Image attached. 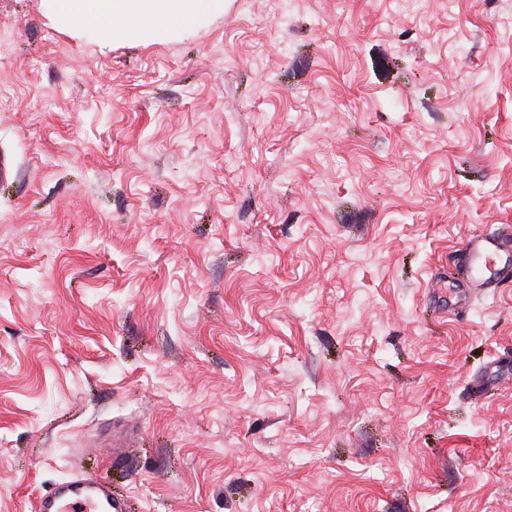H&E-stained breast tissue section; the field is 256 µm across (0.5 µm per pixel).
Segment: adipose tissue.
I'll return each instance as SVG.
<instances>
[{
    "mask_svg": "<svg viewBox=\"0 0 512 512\" xmlns=\"http://www.w3.org/2000/svg\"><path fill=\"white\" fill-rule=\"evenodd\" d=\"M58 26L100 47L151 44L191 36L224 13V0H41Z\"/></svg>",
    "mask_w": 512,
    "mask_h": 512,
    "instance_id": "obj_1",
    "label": "adipose tissue"
}]
</instances>
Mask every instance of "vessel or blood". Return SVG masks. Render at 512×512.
I'll list each match as a JSON object with an SVG mask.
<instances>
[{
    "label": "vessel or blood",
    "mask_w": 512,
    "mask_h": 512,
    "mask_svg": "<svg viewBox=\"0 0 512 512\" xmlns=\"http://www.w3.org/2000/svg\"><path fill=\"white\" fill-rule=\"evenodd\" d=\"M461 288L488 289L497 278L512 274V242L502 233H483L463 245ZM123 499L113 497L104 482L88 475H75L57 484L39 501L38 512H126Z\"/></svg>",
    "instance_id": "b4317fda"
}]
</instances>
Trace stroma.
<instances>
[{
  "instance_id": "35a3bbf8",
  "label": "stroma",
  "mask_w": 512,
  "mask_h": 512,
  "mask_svg": "<svg viewBox=\"0 0 512 512\" xmlns=\"http://www.w3.org/2000/svg\"><path fill=\"white\" fill-rule=\"evenodd\" d=\"M0 153V512H512V282L444 287L512 226V0H0ZM58 26L100 47L151 44L191 36L224 14V0H41ZM123 499L97 477L75 475L57 484L40 498L39 512H127Z\"/></svg>"
}]
</instances>
